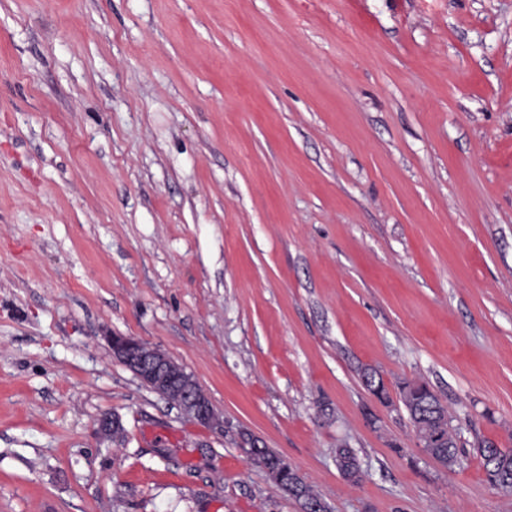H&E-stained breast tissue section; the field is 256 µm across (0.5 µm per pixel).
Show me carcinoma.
Masks as SVG:
<instances>
[{
  "label": "carcinoma",
  "instance_id": "carcinoma-1",
  "mask_svg": "<svg viewBox=\"0 0 512 512\" xmlns=\"http://www.w3.org/2000/svg\"><path fill=\"white\" fill-rule=\"evenodd\" d=\"M365 386L370 394L389 398L387 385L379 371L365 369ZM399 396L404 405L417 442L423 451L431 454L443 467L452 468L461 462L459 448L453 440L452 418L448 408L425 382H404L399 385ZM250 459L259 465L268 478L297 501L301 509L308 503L320 501L302 479L296 468L270 448H250ZM488 483L495 489L512 492V448H501L493 441H484L476 448ZM336 465L345 479L358 483L364 477L359 458L354 449L346 444L336 446Z\"/></svg>",
  "mask_w": 512,
  "mask_h": 512
}]
</instances>
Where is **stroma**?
Wrapping results in <instances>:
<instances>
[{
    "label": "stroma",
    "instance_id": "1",
    "mask_svg": "<svg viewBox=\"0 0 512 512\" xmlns=\"http://www.w3.org/2000/svg\"><path fill=\"white\" fill-rule=\"evenodd\" d=\"M244 432L331 512H512V0H0V512H300ZM112 355L149 388L160 386L172 391L175 402L189 419L205 426L223 424L209 398L195 387V377L159 348H151L131 336H110ZM199 386V385H198ZM398 389L418 445L423 444V451L445 468L459 465V448L453 440L452 418L446 405L425 382H403ZM488 483L499 491L512 492V448H499L493 441H483L476 448ZM252 446L256 448H248L247 450L250 459L265 471L271 481L299 503L302 512H305L308 503L320 500L330 509L328 503L311 489L299 475L297 469L290 463L284 465L286 470L283 475L280 471H276L277 466L285 461L282 455L270 448H257L259 445L256 442ZM336 465L348 481L353 483L362 481L364 471L360 467L358 455L347 444L339 443L336 446Z\"/></svg>",
    "mask_w": 512,
    "mask_h": 512
}]
</instances>
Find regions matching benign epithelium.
<instances>
[{
  "label": "benign epithelium",
  "mask_w": 512,
  "mask_h": 512,
  "mask_svg": "<svg viewBox=\"0 0 512 512\" xmlns=\"http://www.w3.org/2000/svg\"><path fill=\"white\" fill-rule=\"evenodd\" d=\"M107 340L113 357L143 384L172 391L186 417L205 426H222L223 421L209 398L197 391L195 377L165 351L148 347L131 336H109Z\"/></svg>",
  "instance_id": "7a95c632"
}]
</instances>
